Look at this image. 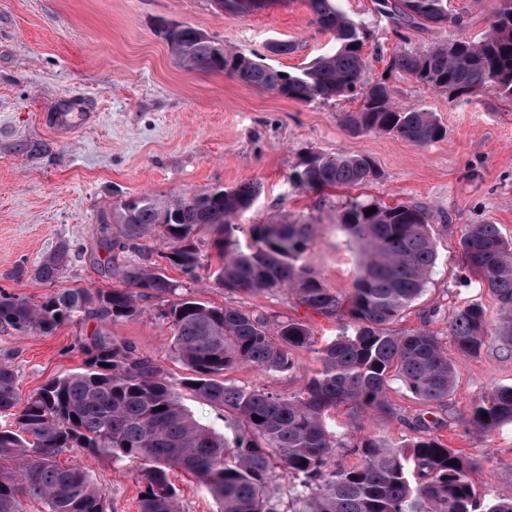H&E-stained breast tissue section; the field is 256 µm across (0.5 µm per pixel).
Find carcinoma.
Here are the masks:
<instances>
[{
	"label": "carcinoma",
	"instance_id": "carcinoma-1",
	"mask_svg": "<svg viewBox=\"0 0 512 512\" xmlns=\"http://www.w3.org/2000/svg\"><path fill=\"white\" fill-rule=\"evenodd\" d=\"M266 0H213L217 9L242 16ZM489 33L479 41L463 37L418 51L403 50L391 67L435 89L459 95L496 91L512 98V0H500ZM313 22L333 35L334 46L308 66L290 72L257 62L200 38L182 25L167 40L175 60L196 71L225 72L238 81L311 103L358 95L359 112L347 117L358 130L386 133L424 146L446 137L431 112L398 107L384 83H361L365 32L338 0H308ZM377 9L397 27L448 26V0H377ZM379 178L366 155L307 153L290 175L299 188L356 186ZM260 187L247 182L201 194L141 195L112 213L115 237H103L89 254L100 273L119 288H58L34 304L0 290V330L20 336L51 334L64 323L97 319L117 322L142 313L141 302H159L157 318L169 325L177 357L193 372L182 386L237 421L231 437L194 419L162 369L103 331L86 347L81 371L54 378L21 400L12 364L0 361V512H26L37 499L45 512H108L105 491L79 467L59 456L72 448L134 462L144 484L139 512H181L169 473L192 474L218 504V512H277L271 505L276 473L289 479L286 512H512V498L480 505L470 472L475 459L429 434L393 443L379 436L345 441L327 423L329 410L387 408V389L400 382L425 404L445 406L455 389L453 355L480 354L489 337L485 309L478 303L448 317V337L427 327L395 328L426 291L438 254L426 212L399 204L383 206L353 198L337 225L360 247L359 273L345 295L325 286L305 265L316 225L280 221L250 226L241 247L235 220L250 209ZM374 207L376 212L366 215ZM213 236L219 266L213 276L227 291L257 294L284 290L296 305L332 318L345 313L339 334L318 347L308 323L273 319L231 305L222 307L183 295L185 285L150 266L143 244L164 240L167 262L192 283L208 267L201 234ZM462 261L496 298L494 338L512 354V243L496 224H471L459 242ZM142 252L141 263H118L115 250ZM75 255L66 243L27 275L53 284ZM311 350L319 368L289 396L227 383L235 366L284 373L294 352ZM163 410H157V407ZM487 417H482V413ZM261 420L255 421L253 417ZM480 432L512 425V385H500L468 411ZM350 448L351 465L330 468L336 453ZM456 465H449L450 461Z\"/></svg>",
	"mask_w": 512,
	"mask_h": 512
}]
</instances>
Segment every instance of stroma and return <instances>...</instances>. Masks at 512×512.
Instances as JSON below:
<instances>
[{
	"label": "stroma",
	"instance_id": "1",
	"mask_svg": "<svg viewBox=\"0 0 512 512\" xmlns=\"http://www.w3.org/2000/svg\"><path fill=\"white\" fill-rule=\"evenodd\" d=\"M363 22L364 83L386 82L396 103L434 113L446 137L421 147L402 138L357 131L346 122L361 98L334 96L310 104L242 85L222 73L180 67L156 31L159 21L192 25L224 48L292 71L332 47L314 24L306 0H269L247 16L218 11L212 0H0V289L30 302L53 287H117L83 254L105 235L116 207L151 194L202 193L256 181L261 191L237 222L240 245L253 224L287 218L314 224L305 263L327 286L347 293L358 266L354 238L336 226L346 202L360 197L383 205H411L430 219L437 266L424 295L399 326L447 333L448 315L465 302L481 304L496 320L495 297L466 275L459 241L469 225L499 224L512 241V99L492 91L458 96L416 83L390 67L401 48L421 49L456 35L478 39L487 31L494 0H448L463 27L399 29L375 0H339ZM291 44L287 53L274 43ZM364 154L378 180L321 192L296 188L290 173L307 152ZM80 257L55 285L12 278L16 266L34 268L59 243ZM194 294L210 304L234 305L277 318L308 322L317 340L336 335L338 323L298 307L284 291L232 293L203 278ZM131 320L89 319L54 333L0 332V360L11 363L21 396L49 380L81 371L83 346L95 330L153 360L167 381L181 385L189 370L177 359L156 301ZM296 367L268 373L243 366L225 378L239 386L286 396L299 391L318 364L314 352L295 354ZM456 386L447 409L422 403L400 383L388 407L336 409L338 434L399 441L424 422L448 447L470 455V474L482 501L512 497V427L477 433L464 417L494 388L512 383V356L488 339L475 357L454 360ZM62 464L87 471L104 488L110 512H138L143 489L134 469L75 448Z\"/></svg>",
	"mask_w": 512,
	"mask_h": 512
}]
</instances>
